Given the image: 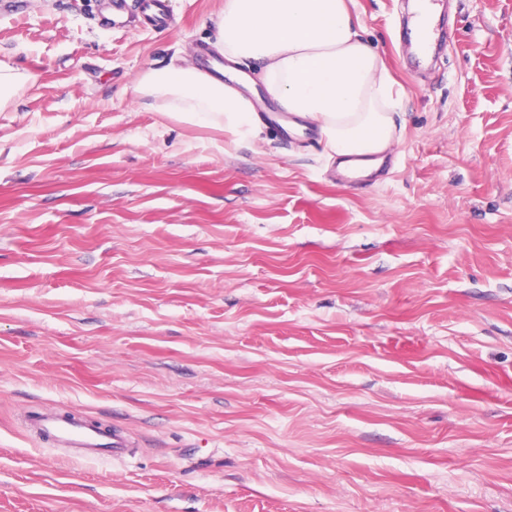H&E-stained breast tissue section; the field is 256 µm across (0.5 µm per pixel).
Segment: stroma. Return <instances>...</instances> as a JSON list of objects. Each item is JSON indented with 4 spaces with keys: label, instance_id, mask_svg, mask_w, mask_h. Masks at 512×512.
<instances>
[{
    "label": "stroma",
    "instance_id": "35a3bbf8",
    "mask_svg": "<svg viewBox=\"0 0 512 512\" xmlns=\"http://www.w3.org/2000/svg\"><path fill=\"white\" fill-rule=\"evenodd\" d=\"M0 8V512H512V0H350L403 90L375 182L134 87L224 0ZM134 437L81 460L22 419ZM411 12L413 13L410 23L413 47L417 53L423 56L422 40L424 31L429 30L432 32V5L423 2H413L411 5ZM28 77L0 62V108L24 90Z\"/></svg>",
    "mask_w": 512,
    "mask_h": 512
}]
</instances>
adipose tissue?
I'll list each match as a JSON object with an SVG mask.
<instances>
[{
	"mask_svg": "<svg viewBox=\"0 0 512 512\" xmlns=\"http://www.w3.org/2000/svg\"><path fill=\"white\" fill-rule=\"evenodd\" d=\"M211 47L235 64L261 62L267 93L317 127L328 156L361 158L370 172L398 142L401 94L347 0H224ZM136 91L162 115L226 131L237 143L259 129L252 103L193 53L147 71Z\"/></svg>",
	"mask_w": 512,
	"mask_h": 512,
	"instance_id": "1",
	"label": "adipose tissue"
}]
</instances>
